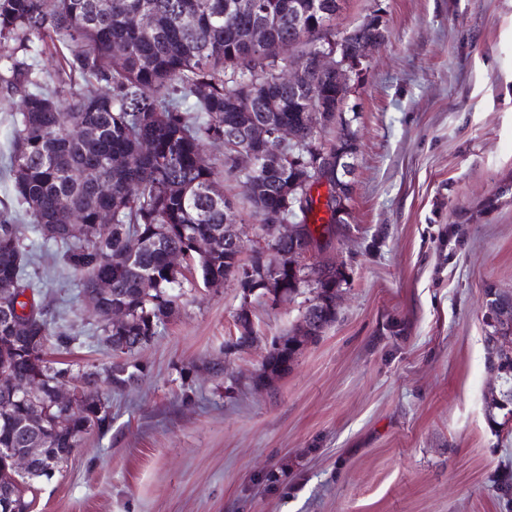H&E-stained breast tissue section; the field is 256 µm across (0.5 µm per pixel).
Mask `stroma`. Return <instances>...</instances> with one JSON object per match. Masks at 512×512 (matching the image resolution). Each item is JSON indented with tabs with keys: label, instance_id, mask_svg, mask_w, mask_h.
Masks as SVG:
<instances>
[{
	"label": "stroma",
	"instance_id": "35a3bbf8",
	"mask_svg": "<svg viewBox=\"0 0 512 512\" xmlns=\"http://www.w3.org/2000/svg\"><path fill=\"white\" fill-rule=\"evenodd\" d=\"M382 13L385 39L349 98L359 118L348 222L328 258L347 275L335 323L267 380L271 340L305 295L253 300L196 287L165 330L128 355L143 373L110 398L32 512H512V422L487 413L485 286L512 292V0H342L343 34ZM0 87V219L35 256L58 360L108 366L92 308L42 243L4 168L11 115ZM223 362V374L213 363Z\"/></svg>",
	"mask_w": 512,
	"mask_h": 512
}]
</instances>
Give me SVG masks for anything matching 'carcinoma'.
Returning a JSON list of instances; mask_svg holds the SVG:
<instances>
[{"mask_svg": "<svg viewBox=\"0 0 512 512\" xmlns=\"http://www.w3.org/2000/svg\"><path fill=\"white\" fill-rule=\"evenodd\" d=\"M297 2L305 21L327 24L315 40L336 38L328 27L336 0ZM137 12L149 16V28L130 23ZM257 28L264 34L262 44L253 41ZM35 35L42 47L61 54L57 88H46L35 69L17 58L20 51H32ZM297 37L288 28V0H0V62L9 63V76L0 80L8 94L20 98L5 173L43 241L61 250L80 293L93 291L103 277L111 281L112 294L95 313L100 342L116 357L104 378L93 365L77 378L70 367L46 358L49 344L66 349L75 338L51 331L45 308L27 297L37 288L28 271L29 245L0 220V372L19 380L41 378L36 401L45 410L43 426L31 429L29 403L0 389V448H43L59 473L87 434L110 423L111 406L100 383L123 391L138 381L142 370L119 357L151 341L184 295L186 277L168 268L169 253L188 254L207 288L235 280L241 245L224 237V224L236 204L224 196L220 171L205 158L204 143L231 170L238 169L237 148L254 156L256 168L239 173L243 197L261 230L272 234L271 223L289 220L288 191L302 176L316 177L315 154L336 150L334 138L310 136L306 104L280 78L295 63L288 48ZM115 45L125 51L113 53ZM76 76L103 81L112 94L83 95L73 88ZM306 82L323 129L334 132L338 124L357 121V112L347 115L345 94L336 89L331 72L310 65ZM188 100L198 112L194 118L181 111ZM264 116L277 126L295 127L298 142L283 145L276 136L245 142L246 123ZM89 166L111 184V194L99 195L83 179ZM320 208L328 215L323 231L332 237L335 226L347 220L335 216L328 201L307 198L300 223L309 226ZM73 209L82 212L83 223H69ZM104 209L112 211L110 225L97 223ZM298 250L314 256L320 247L311 235L297 243L271 238L249 262L264 281L277 257ZM342 281L343 273L315 262L289 274L285 288L275 281L260 289L257 296L274 303L304 289L311 294L288 339L281 346L272 341L265 374L273 377L288 368L303 345V324L318 335L336 321L327 300L330 287ZM114 305L128 312V323L118 329L108 321ZM21 313L31 321L29 329L9 334L8 316ZM62 377L77 380L89 393L78 413L52 404L50 382ZM43 478L51 476L39 467L18 477L8 457L0 455V487H14L21 508L33 504L25 492H35Z\"/></svg>", "mask_w": 512, "mask_h": 512, "instance_id": "cac0c4a2", "label": "carcinoma"}]
</instances>
